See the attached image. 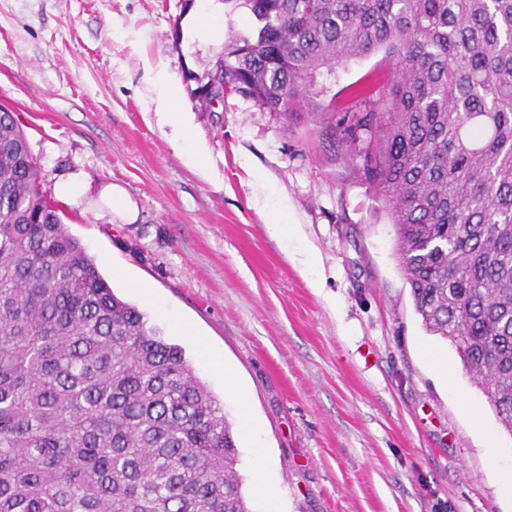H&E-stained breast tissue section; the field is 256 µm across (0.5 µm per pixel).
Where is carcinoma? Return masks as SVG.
I'll use <instances>...</instances> for the list:
<instances>
[{"label":"carcinoma","instance_id":"obj_1","mask_svg":"<svg viewBox=\"0 0 512 512\" xmlns=\"http://www.w3.org/2000/svg\"><path fill=\"white\" fill-rule=\"evenodd\" d=\"M256 21L194 93L317 108L318 76L380 47L346 94L348 154L382 201L414 310L512 433V0H240ZM0 107V512H249L223 408L118 297Z\"/></svg>","mask_w":512,"mask_h":512}]
</instances>
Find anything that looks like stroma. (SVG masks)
<instances>
[{"label":"stroma","instance_id":"obj_1","mask_svg":"<svg viewBox=\"0 0 512 512\" xmlns=\"http://www.w3.org/2000/svg\"><path fill=\"white\" fill-rule=\"evenodd\" d=\"M186 3L0 0V106L46 183L80 168L138 209L133 223L107 224L66 204L64 223L219 400L250 512H433L440 500L447 512H512L501 492L512 434L455 346L425 331L394 227L330 119L342 88L391 83L392 55L338 66L316 115L287 118L235 93L206 108L193 91L224 51H184ZM162 67L181 78L214 178L149 111ZM291 217L298 231L269 236L268 223ZM217 359L247 390L255 434Z\"/></svg>","mask_w":512,"mask_h":512}]
</instances>
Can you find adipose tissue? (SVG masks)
<instances>
[{
    "label": "adipose tissue",
    "instance_id": "ef3b65f1",
    "mask_svg": "<svg viewBox=\"0 0 512 512\" xmlns=\"http://www.w3.org/2000/svg\"><path fill=\"white\" fill-rule=\"evenodd\" d=\"M197 13L187 20L185 36L189 41L219 44L224 30V4L222 0H198ZM151 110L159 126L172 129L170 143L203 175H210L212 164L206 143L195 137L191 130L192 117L181 105L173 76L158 78L151 99ZM53 192L61 201L73 204L90 202L96 205L99 218H120L133 222L137 209L125 189L115 183L93 185L87 172L75 169L56 180Z\"/></svg>",
    "mask_w": 512,
    "mask_h": 512
}]
</instances>
